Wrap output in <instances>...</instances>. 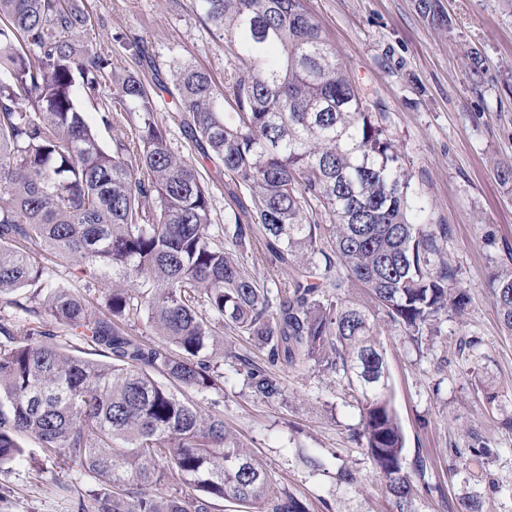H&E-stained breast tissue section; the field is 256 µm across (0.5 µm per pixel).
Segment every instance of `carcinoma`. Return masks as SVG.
<instances>
[{"label": "carcinoma", "mask_w": 512, "mask_h": 512, "mask_svg": "<svg viewBox=\"0 0 512 512\" xmlns=\"http://www.w3.org/2000/svg\"><path fill=\"white\" fill-rule=\"evenodd\" d=\"M195 4L237 60L221 90L187 60L162 71L138 37L117 38L138 69L117 68L112 49L81 38L93 26L84 0H0V296L21 292L11 304L27 327L19 339L0 320V467L33 454L18 440L27 432L93 475L94 512H212L217 500L309 512L272 488L223 418L182 393L224 383L209 354L219 323L271 363L343 376L359 410L353 437L393 512H422L431 488L411 472L426 460L408 471L381 336L395 326L419 344L464 310L467 289L443 257L448 225L415 203L385 106L351 80L306 0ZM418 9L448 22L439 0ZM163 91L183 137L221 161L234 223L213 224L200 170L168 146L156 118ZM79 96L114 132L112 149ZM258 238L281 277L261 280L235 254ZM33 247L112 284L104 308L55 283ZM490 285L512 333V270ZM142 312L170 347L129 334ZM47 316L105 359L44 343ZM244 371L256 396H282L263 367ZM495 452L475 437L469 460ZM336 482L354 488L357 470L339 467Z\"/></svg>", "instance_id": "1"}]
</instances>
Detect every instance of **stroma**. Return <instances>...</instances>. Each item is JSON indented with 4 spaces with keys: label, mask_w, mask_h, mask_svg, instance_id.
Returning <instances> with one entry per match:
<instances>
[{
    "label": "stroma",
    "mask_w": 512,
    "mask_h": 512,
    "mask_svg": "<svg viewBox=\"0 0 512 512\" xmlns=\"http://www.w3.org/2000/svg\"><path fill=\"white\" fill-rule=\"evenodd\" d=\"M93 26L87 37L107 44L116 35L148 41L156 61L174 56L208 70L223 84L231 57L205 27L193 0H86ZM447 27L430 24L417 0H307V6L355 82L387 109L386 124L405 157L412 186L435 222L447 225L444 258L458 271L470 300L444 318L441 333L416 346L395 327L383 331L393 403L408 458H426L433 489L424 512H512V333L499 319L488 286L492 271L512 269V0H440ZM485 58L473 73L471 51ZM159 120L172 150L197 160L211 184L214 223L231 221L234 203L215 161L200 159L180 133L175 105L161 94ZM58 282L103 301L104 284H90L75 259L38 251ZM270 368L283 395L253 396L241 360ZM212 363L224 385L188 396L220 415L244 448L263 464L274 487L306 500L312 512H390L362 448L352 439L357 403L345 378L312 366L270 364L266 352L232 330L219 337ZM499 396L490 409L484 387ZM497 453L464 464L460 451L473 435ZM320 457L312 472L300 454ZM359 470V488L336 484L340 466ZM94 485L65 456L35 458L0 470V512H91Z\"/></svg>",
    "instance_id": "obj_1"
}]
</instances>
